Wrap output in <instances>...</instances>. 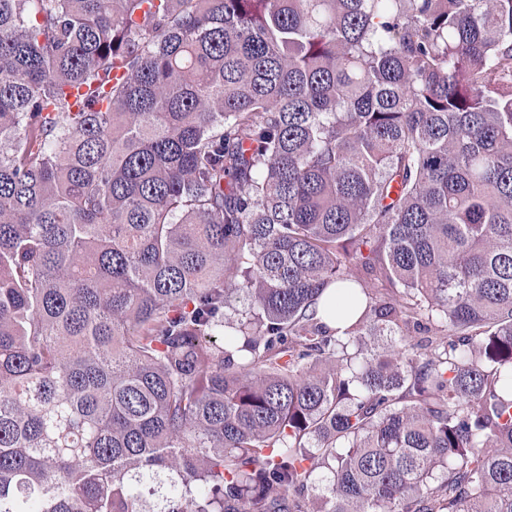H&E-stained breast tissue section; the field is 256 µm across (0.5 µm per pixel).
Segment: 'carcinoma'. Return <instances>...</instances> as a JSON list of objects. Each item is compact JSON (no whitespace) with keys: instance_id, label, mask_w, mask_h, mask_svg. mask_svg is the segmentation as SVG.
<instances>
[{"instance_id":"carcinoma-1","label":"carcinoma","mask_w":512,"mask_h":512,"mask_svg":"<svg viewBox=\"0 0 512 512\" xmlns=\"http://www.w3.org/2000/svg\"><path fill=\"white\" fill-rule=\"evenodd\" d=\"M0 512H512V0H0Z\"/></svg>"}]
</instances>
